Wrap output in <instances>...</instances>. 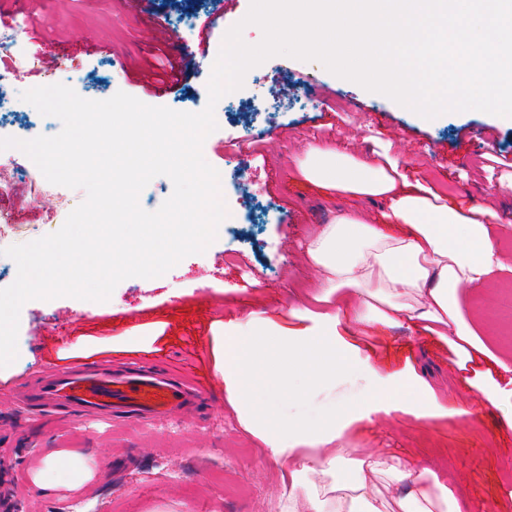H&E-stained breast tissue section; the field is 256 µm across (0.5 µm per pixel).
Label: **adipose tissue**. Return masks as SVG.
Segmentation results:
<instances>
[{"label":"adipose tissue","mask_w":512,"mask_h":512,"mask_svg":"<svg viewBox=\"0 0 512 512\" xmlns=\"http://www.w3.org/2000/svg\"><path fill=\"white\" fill-rule=\"evenodd\" d=\"M307 180L351 196L376 198L387 205L386 224L340 215L323 225L307 248L318 270L322 301L329 307L312 313L290 310L293 326L277 327L262 313L224 325L218 370L230 405L244 428L263 439L270 457L291 461L288 504L304 501L306 512H433L451 495L448 486L425 484L410 460L370 451L349 458L344 432L351 418L325 412L320 424L290 428L255 401L259 386L286 395L298 379L335 380L358 370L369 390L360 418L391 410L417 417L443 412L430 391L410 395L409 376H380L371 358L341 334V323L407 324L424 334L445 328L448 343L462 363H493L500 379L477 372L469 380L486 404L504 408L512 427V358L496 353L468 321L459 293L493 280L503 263L492 225L479 208L462 210L439 203L420 183L398 169L328 147L312 145L299 165ZM351 465L353 481L337 473ZM387 475L405 485L404 496L381 499L376 478Z\"/></svg>","instance_id":"ef3b65f1"}]
</instances>
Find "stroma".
Listing matches in <instances>:
<instances>
[{
	"label": "stroma",
	"mask_w": 512,
	"mask_h": 512,
	"mask_svg": "<svg viewBox=\"0 0 512 512\" xmlns=\"http://www.w3.org/2000/svg\"><path fill=\"white\" fill-rule=\"evenodd\" d=\"M219 5L152 0L146 11L131 0H6L0 41L13 38L17 45L0 50V65L10 71L19 54L32 60L44 54L46 72L20 78V90L62 83L89 100L122 91L151 106L196 113L208 102L210 68L154 95L132 75L155 49L175 60L183 44L198 43ZM163 28L181 32L183 43L165 41ZM215 120L203 155L223 174L226 189L237 192L250 223L224 224L205 252L185 257L163 276L121 281L108 301L58 297L21 309L18 358L0 369V487L14 488L28 512H282L288 467L274 463L228 403L214 339L225 322L249 312L275 317L307 305L316 279L305 255L309 239L336 215L374 218L383 208L382 201L339 196L305 180L297 165L311 144L326 142L366 160L389 156L442 203L495 212L506 268L460 299L512 349V207L502 194L512 184V168L500 165L512 159L511 118L470 110L428 120L320 62L276 55L250 69ZM0 126L29 139L62 128L11 99L0 105ZM234 127L267 136L247 161L226 155L223 140ZM85 197L84 189L1 166L0 248L57 231ZM351 334L380 373L412 372L452 402L469 396L456 356L438 337L381 324ZM107 361L189 378L203 399L147 428L79 416L47 425L16 417L6 399L31 386L46 366L68 370ZM257 401L280 420L315 426L328 409L353 413L362 397L335 399L328 387L315 385L298 389L287 403L263 389ZM346 445L360 453L401 454L418 470L434 472L453 490L446 512H512V428L495 408L471 420L381 413L352 427ZM56 452L81 455L90 479L74 482L62 463L44 468L43 459Z\"/></svg>",
	"instance_id": "obj_1"
}]
</instances>
